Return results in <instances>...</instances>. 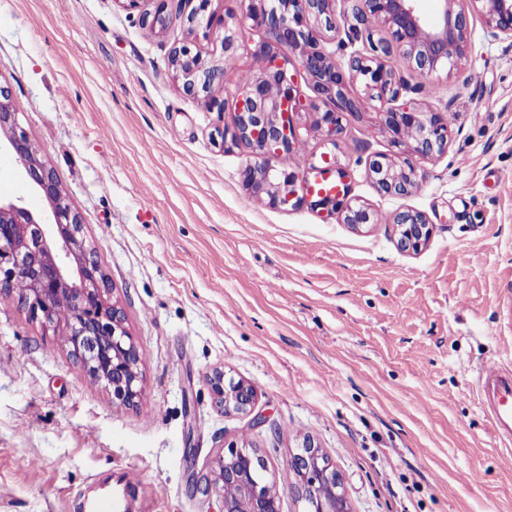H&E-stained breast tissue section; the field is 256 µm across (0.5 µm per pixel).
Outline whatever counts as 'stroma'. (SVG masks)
Wrapping results in <instances>:
<instances>
[{
	"mask_svg": "<svg viewBox=\"0 0 512 512\" xmlns=\"http://www.w3.org/2000/svg\"><path fill=\"white\" fill-rule=\"evenodd\" d=\"M189 0L163 35L115 0H0V86L79 213L143 351L137 407L113 404L59 331L0 298V512H72L118 468L143 479L138 512H221L191 490L229 443L253 448L303 512L282 462L313 438L353 512H512L503 458L478 395L488 363L512 360V42L470 19L467 57L439 70L424 108L451 117L447 153L415 158L406 197L369 170L407 155L376 112L326 141L302 114L281 168L323 154L373 214L283 209L241 181L250 148L215 145L230 113L184 94L169 51L195 41ZM425 213L428 244L396 246L393 216ZM216 368L252 384L251 418L218 410Z\"/></svg>",
	"mask_w": 512,
	"mask_h": 512,
	"instance_id": "1",
	"label": "stroma"
}]
</instances>
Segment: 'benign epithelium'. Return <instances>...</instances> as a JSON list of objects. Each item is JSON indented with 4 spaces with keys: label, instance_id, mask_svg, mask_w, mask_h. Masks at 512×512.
<instances>
[{
    "label": "benign epithelium",
    "instance_id": "benign-epithelium-1",
    "mask_svg": "<svg viewBox=\"0 0 512 512\" xmlns=\"http://www.w3.org/2000/svg\"><path fill=\"white\" fill-rule=\"evenodd\" d=\"M467 1L480 13L494 38L512 40V0H438L435 25H426L419 13V0H346L341 16H336V0H235L238 12L228 18L209 10L212 0H196L187 16L191 31L221 43L222 54L232 58L238 40L246 38V24L265 31L267 40L252 55L266 61L260 75L237 91L232 126L224 127L222 142L247 145L250 159L241 171L245 188L266 195L276 207H298L312 196V206L344 215V223L367 224V208L347 201L349 173L336 169L339 182H327L331 167L320 170L321 178L298 185L299 173L277 166L283 152L290 153L297 139L296 117L314 112L315 129L328 138L342 131V118L367 110L378 103L382 122L392 133L393 143L407 144L422 157L448 151L449 124L444 113L426 111L411 101L401 103V92L418 94L426 80L438 70L454 69L466 55L471 35L469 15L455 3ZM126 10L139 11L140 26L160 35L170 16L168 0H153L154 9L142 7L145 0H116ZM383 29L389 37L374 38ZM333 33L336 51L321 46L324 33ZM286 46L298 54L299 72H290L292 62L280 53ZM353 48L350 54L344 50ZM399 48L407 70L418 78L414 84L400 70L388 68L384 58ZM169 62L174 80L185 94L208 97L210 105L222 112L224 104L211 97L214 85L224 78V66L212 54L192 50L190 44L175 46ZM301 76L321 97L325 108L302 99L296 90ZM359 81L364 93L355 94L351 85ZM10 150L21 167V176L46 202L47 209L34 212L20 199L0 200V294L9 295L15 284H28L19 300L33 318L46 326L63 327L65 343L72 357L88 373L112 389V399L123 406H135L141 395L138 365L143 352L125 326L121 308L111 298V286L94 250L87 242L76 213L52 168L35 151L21 127L5 88L0 87V149ZM378 191L391 197L409 195L421 182V175L409 159L382 156L371 162ZM396 244L403 252H416L433 231L425 214L404 210L394 215ZM68 298L73 311L61 321L57 302ZM216 406L226 413L250 414L256 405L254 387L226 378L218 369L207 379ZM304 452L288 459V471L295 476L289 486L305 512H351L340 474L328 457L311 440ZM264 459L250 448L230 444L220 453L211 471L193 476L192 488L202 495L215 493L222 512H281L280 492L265 481ZM228 485L240 488L248 504L225 495Z\"/></svg>",
    "mask_w": 512,
    "mask_h": 512
}]
</instances>
